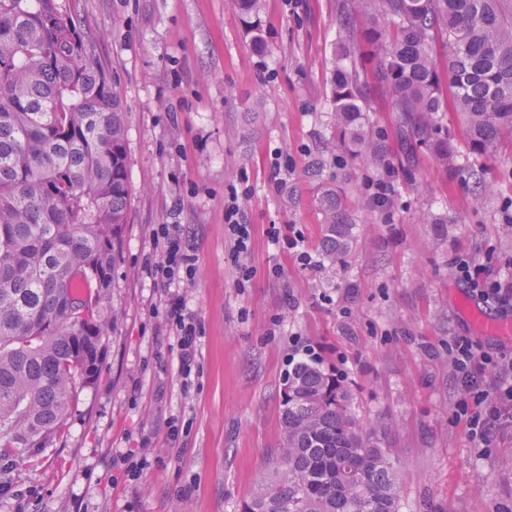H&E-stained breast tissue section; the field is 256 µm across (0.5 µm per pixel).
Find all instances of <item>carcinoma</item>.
I'll use <instances>...</instances> for the list:
<instances>
[{
	"label": "carcinoma",
	"mask_w": 512,
	"mask_h": 512,
	"mask_svg": "<svg viewBox=\"0 0 512 512\" xmlns=\"http://www.w3.org/2000/svg\"><path fill=\"white\" fill-rule=\"evenodd\" d=\"M261 0H236L250 30ZM339 36L333 104L341 145L367 141L360 74L342 64L362 48L374 80L400 112L401 137L457 169L459 152L439 121L452 108L471 152L494 151L512 132V0H378L394 25L385 37L371 0ZM126 112L108 68L93 61L77 18L57 0H0V453L45 448L74 400L76 377L97 374L101 302L112 285L126 223ZM330 256L352 239L346 201L317 196ZM84 305L63 313L64 302ZM351 392L319 366L288 373L280 447L267 454L244 512H399L393 449L357 426Z\"/></svg>",
	"instance_id": "1"
}]
</instances>
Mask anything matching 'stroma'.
<instances>
[{"mask_svg":"<svg viewBox=\"0 0 512 512\" xmlns=\"http://www.w3.org/2000/svg\"><path fill=\"white\" fill-rule=\"evenodd\" d=\"M76 14L95 61L108 67L126 110L127 221L103 301L118 314L102 338L93 383L79 385L61 434L46 448L0 457V512H244L269 449L291 360L306 346L352 392L359 425L397 449L400 512H512V431L488 448L455 415L467 397L448 363V340L470 336L451 260L468 253L512 276V133L488 156L471 153L460 117L441 123L462 167L431 152L403 156L400 115L366 83L368 139L377 168L343 149L332 85L339 33L359 26L343 0H263L260 31L235 0H59ZM271 77L263 81L260 69ZM288 156L283 186L269 155ZM392 173L389 208L365 181ZM247 181L254 228L243 258L247 287L225 262L224 196ZM349 204V250L329 258L316 198ZM184 225L199 255L189 309L203 326L200 374L183 391L180 349L163 321L153 230ZM295 231L315 264L271 239ZM281 276H273L272 266ZM475 335V334H474ZM186 429L169 441L171 420ZM149 448L136 478L123 462Z\"/></svg>","mask_w":512,"mask_h":512,"instance_id":"35a3bbf8","label":"stroma"}]
</instances>
